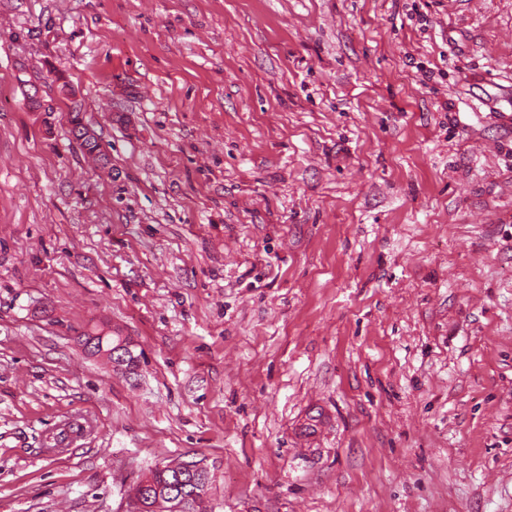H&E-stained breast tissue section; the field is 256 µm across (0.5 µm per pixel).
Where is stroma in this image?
<instances>
[{
	"instance_id": "obj_1",
	"label": "stroma",
	"mask_w": 512,
	"mask_h": 512,
	"mask_svg": "<svg viewBox=\"0 0 512 512\" xmlns=\"http://www.w3.org/2000/svg\"><path fill=\"white\" fill-rule=\"evenodd\" d=\"M504 112L512 0H0V512H512ZM148 482L151 483L153 486L157 487H167L173 483H179V479L176 475V473L171 472L166 469H159L156 468L154 471H152L149 478H147ZM147 481H141L137 485V489L133 492L131 497V510L130 512H142L141 509L144 508L143 501L144 496L146 497V489L150 486V484Z\"/></svg>"
}]
</instances>
